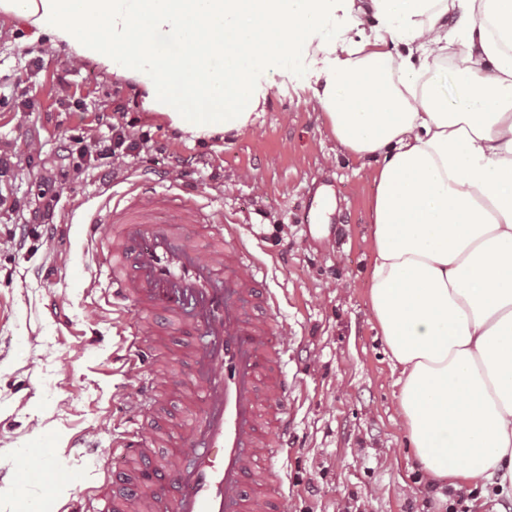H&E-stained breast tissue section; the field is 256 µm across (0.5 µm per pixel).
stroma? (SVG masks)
<instances>
[{
    "label": "stroma",
    "instance_id": "stroma-1",
    "mask_svg": "<svg viewBox=\"0 0 512 512\" xmlns=\"http://www.w3.org/2000/svg\"><path fill=\"white\" fill-rule=\"evenodd\" d=\"M43 67L32 72L31 58ZM70 71L60 87L53 75ZM275 84L257 123L241 134L190 140L144 110L138 88L94 61L72 60L49 36L28 42L19 22L0 16V195L32 206L45 173L57 177L64 245L47 242L19 209L0 208V512H11L13 465L46 449L61 473L81 472L92 495L113 487L96 466L123 433L122 393L155 377L154 416L185 417L193 339L171 327L151 364L133 370L126 339L135 311L113 313L96 287L101 255L80 224L103 191L133 184H193L203 210L223 207L241 241L261 262L259 277L280 304L276 337L288 347V452L285 512H445L455 480L428 496L399 409L397 373L369 301L375 165L333 135L299 85ZM39 103L17 111L14 93ZM128 100L122 122L147 135L140 157L116 160L100 177L86 170L79 144L100 132L97 110ZM193 158L188 171L173 156Z\"/></svg>",
    "mask_w": 512,
    "mask_h": 512
}]
</instances>
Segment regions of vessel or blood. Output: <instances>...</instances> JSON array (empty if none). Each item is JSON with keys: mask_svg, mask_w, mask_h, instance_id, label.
<instances>
[{"mask_svg": "<svg viewBox=\"0 0 512 512\" xmlns=\"http://www.w3.org/2000/svg\"><path fill=\"white\" fill-rule=\"evenodd\" d=\"M200 221L189 194L135 189L85 223L88 239L112 258L113 306L152 311L156 328L175 322L197 336L189 352L190 421L136 429L120 444L121 460L154 471L156 480L147 489L127 482L112 512H280L283 503L285 350L273 322L246 313L257 302L271 312L278 304L260 290L258 262L234 239L212 234L205 250L186 243L188 226ZM159 437L192 451V463L158 464L150 442ZM57 480L49 462L15 471L22 489Z\"/></svg>", "mask_w": 512, "mask_h": 512, "instance_id": "1", "label": "vessel or blood"}]
</instances>
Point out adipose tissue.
<instances>
[{
    "mask_svg": "<svg viewBox=\"0 0 512 512\" xmlns=\"http://www.w3.org/2000/svg\"><path fill=\"white\" fill-rule=\"evenodd\" d=\"M136 84L192 139L254 126L275 77L377 159L371 310L427 476L512 494V0H0ZM464 99L449 106L438 74Z\"/></svg>",
    "mask_w": 512,
    "mask_h": 512,
    "instance_id": "adipose-tissue-1",
    "label": "adipose tissue"
}]
</instances>
